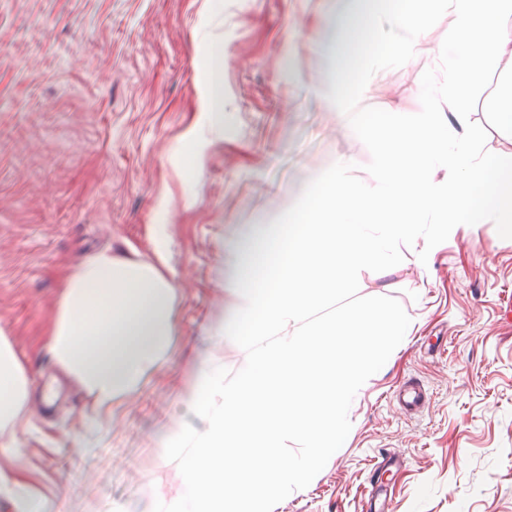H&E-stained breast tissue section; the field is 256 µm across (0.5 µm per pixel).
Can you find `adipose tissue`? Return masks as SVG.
Returning <instances> with one entry per match:
<instances>
[{"label": "adipose tissue", "instance_id": "obj_1", "mask_svg": "<svg viewBox=\"0 0 512 512\" xmlns=\"http://www.w3.org/2000/svg\"><path fill=\"white\" fill-rule=\"evenodd\" d=\"M367 0H337L320 29L326 50L344 57ZM448 16L457 58L444 60L434 94L420 110L397 107L362 121L376 142L366 193L344 161L319 174L283 217L244 225L218 270L224 311L212 332L246 357L233 381L224 368L196 365L184 401L200 427L173 424L159 460L185 459L184 492L157 498L156 512H274L292 485H307L341 443L345 407L388 351L413 331L399 312L358 338L360 310L324 315L355 271L383 266L400 246L416 268L432 263L440 234L486 216L512 232V154L477 156L467 132V94L491 62L512 58V0H399L381 12L366 39L384 59L407 54L427 34L434 11ZM455 123H448V116ZM439 232L419 237L424 220ZM178 299L167 243L152 255L101 251L69 278L57 303L48 351L57 368L102 411L133 396L168 358L177 336ZM32 381L12 342L0 336V434L22 423ZM300 451L289 455L288 442ZM0 498L11 512H49L48 499L0 470Z\"/></svg>", "mask_w": 512, "mask_h": 512}]
</instances>
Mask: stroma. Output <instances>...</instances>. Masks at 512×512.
<instances>
[{"instance_id":"1","label":"stroma","mask_w":512,"mask_h":512,"mask_svg":"<svg viewBox=\"0 0 512 512\" xmlns=\"http://www.w3.org/2000/svg\"><path fill=\"white\" fill-rule=\"evenodd\" d=\"M336 0H0V332L32 378L20 438L0 437V467L21 469L54 512L137 506L182 493V459L157 462L192 368L211 357L234 378L243 353H216L220 243L237 227L282 215L312 175L339 158L371 194L376 144L357 135L389 106L426 103L428 78L448 52V18L385 64L343 119L318 89L336 61L318 44ZM512 67L491 65L467 98L483 155L512 151L496 118ZM224 85V124L204 125L203 94ZM207 139L186 149L190 130ZM173 205L160 211L161 198ZM165 232L176 278L179 336L168 361L111 410L85 394L47 349L57 300L90 256L112 249L151 255ZM336 308L398 310L415 326L351 398L340 448L311 485L280 495L277 512H366L372 478L393 512H512V236L494 219L441 236L424 271L402 249L387 275L360 268ZM427 391L404 410L408 380ZM387 453L398 458L377 472Z\"/></svg>"}]
</instances>
